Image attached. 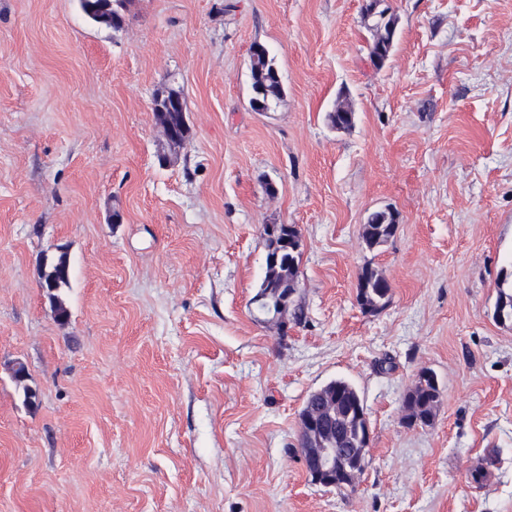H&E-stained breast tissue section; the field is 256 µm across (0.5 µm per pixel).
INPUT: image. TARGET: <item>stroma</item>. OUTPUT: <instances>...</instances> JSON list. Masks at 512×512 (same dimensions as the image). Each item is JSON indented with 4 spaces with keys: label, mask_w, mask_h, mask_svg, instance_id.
I'll list each match as a JSON object with an SVG mask.
<instances>
[{
    "label": "stroma",
    "mask_w": 512,
    "mask_h": 512,
    "mask_svg": "<svg viewBox=\"0 0 512 512\" xmlns=\"http://www.w3.org/2000/svg\"><path fill=\"white\" fill-rule=\"evenodd\" d=\"M386 3L378 67L363 0H129L116 29L78 0H0V512H512V325L493 318L512 0ZM256 43L285 88L265 112ZM170 87L190 126L174 150L153 112ZM339 102L350 129L327 121ZM385 209L397 230L368 248ZM268 224L302 237L299 324L252 304ZM61 247L64 324L38 277ZM367 265L391 286L375 314ZM424 368L441 402L410 427ZM338 378L372 437L347 493L297 446ZM363 240L371 249L384 245L397 229V218L392 211L376 210L369 213L363 224ZM369 288H360L359 305L364 313H377L384 309L390 298V284L383 280L379 272L369 265L362 268L358 277Z\"/></svg>",
    "instance_id": "stroma-1"
}]
</instances>
